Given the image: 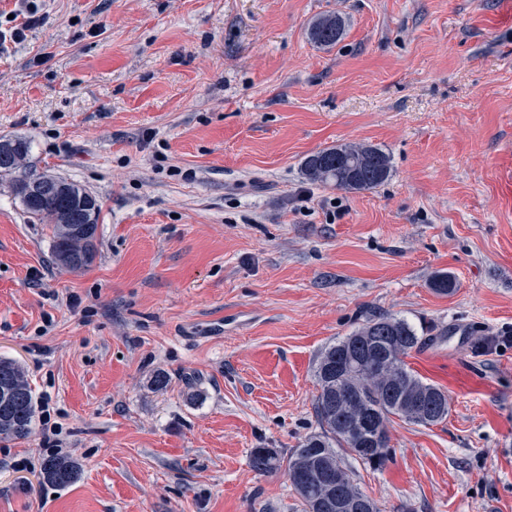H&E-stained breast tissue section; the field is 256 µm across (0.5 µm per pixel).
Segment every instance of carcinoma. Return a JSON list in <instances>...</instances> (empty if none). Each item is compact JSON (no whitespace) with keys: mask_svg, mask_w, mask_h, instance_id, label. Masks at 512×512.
I'll use <instances>...</instances> for the list:
<instances>
[{"mask_svg":"<svg viewBox=\"0 0 512 512\" xmlns=\"http://www.w3.org/2000/svg\"><path fill=\"white\" fill-rule=\"evenodd\" d=\"M345 24L334 14L317 17L309 38L317 46L331 48L343 38ZM30 143L22 138L0 140V175L17 171L27 159ZM390 154L367 144H343L320 150L301 163L303 176L312 183L340 191L361 192L384 184L391 175ZM25 175L12 183L26 213L40 221L52 216V248L58 264L78 269L91 264L97 245L72 233L59 221L68 219L75 205L71 195L55 191L46 197L22 196L21 182L35 180ZM431 288L449 294L456 288L453 276L435 275ZM431 340L420 336L406 320L381 314L366 320L350 334L329 345L315 366L317 395L314 413L319 431L302 438L287 457L271 448L251 451L250 467L258 474L285 469L304 512H344L336 503L356 504L349 512H377L372 499L358 488L353 473L337 449L377 469L389 458L388 427L397 417L417 425H435L448 417V392L423 381L404 361L411 351ZM36 414L32 388L21 367L0 358V438H25ZM42 480L67 487L80 476L79 464L66 456L46 459Z\"/></svg>","mask_w":512,"mask_h":512,"instance_id":"carcinoma-1","label":"carcinoma"}]
</instances>
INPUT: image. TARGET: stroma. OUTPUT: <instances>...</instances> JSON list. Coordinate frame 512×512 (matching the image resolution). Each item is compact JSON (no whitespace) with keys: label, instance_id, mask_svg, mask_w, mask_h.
I'll list each match as a JSON object with an SVG mask.
<instances>
[{"label":"stroma","instance_id":"1","mask_svg":"<svg viewBox=\"0 0 512 512\" xmlns=\"http://www.w3.org/2000/svg\"><path fill=\"white\" fill-rule=\"evenodd\" d=\"M36 4L0 42V139L101 212L93 262L63 267L0 176V357L82 469L43 482L42 424L0 439V512H302L250 452L317 431L320 352L380 314L437 326L406 363L449 413L393 420L382 468L347 459L359 488L512 512V0ZM329 12L346 33L321 49ZM344 143L385 149L389 180L304 178ZM344 31L345 24L339 15L324 14L311 23L309 38L319 47L331 48L341 41Z\"/></svg>","mask_w":512,"mask_h":512}]
</instances>
